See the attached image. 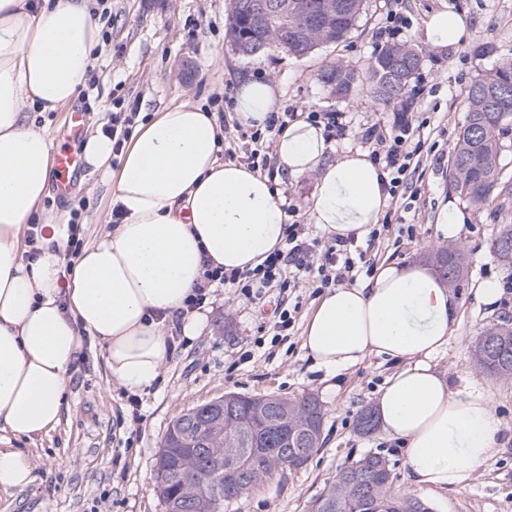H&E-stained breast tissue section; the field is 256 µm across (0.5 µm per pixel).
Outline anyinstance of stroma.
Wrapping results in <instances>:
<instances>
[{"label":"stroma","instance_id":"35a3bbf8","mask_svg":"<svg viewBox=\"0 0 512 512\" xmlns=\"http://www.w3.org/2000/svg\"><path fill=\"white\" fill-rule=\"evenodd\" d=\"M232 0H104L112 13L102 23L106 34L89 87L74 100L84 114L82 137L67 140L69 112L35 113L36 124L48 126L53 144L68 143L82 155L86 138L98 127H111L116 116L145 122L166 107L189 103L213 112L230 113L241 79L264 77L276 82L286 112H340L347 122L344 139L334 140L326 155L333 162L348 150L372 151L368 128L397 133L400 119L420 125L422 150L409 178L407 197L397 202L402 220L379 238L358 242L367 266L381 261L423 260L448 246L438 212L456 204L466 224L456 242L469 263V277L456 294L461 301L459 326L447 351L433 364L440 374L469 383L487 393L507 434H512V380L489 376L467 349L490 319L512 316V275L499 264L493 243L512 226V193L475 208L448 187L446 169L466 116L470 84L496 63L512 60V0H366L357 26L337 43L298 56L272 48L255 56L238 54L228 36ZM447 9L460 14L468 36L454 47L439 49L421 35L431 13ZM401 43L421 49L423 64L408 93L389 103L375 101L364 82L347 96H334L322 80L340 65L363 73L381 47ZM286 209L311 224L309 205L317 175L298 177L275 170L272 175ZM110 184L101 172L81 165L66 198L47 192L42 213L55 224L76 223L78 237L89 243L114 224ZM486 280L502 288L494 303L476 292ZM320 294L313 280L289 297L270 292L251 301L230 288L212 289L203 309L206 324L198 336L182 333L174 321V349L158 379L132 393L108 379L105 348L84 346L69 369V393L60 424L31 439L11 438L10 445L32 460V481L23 488L0 489V512H165L155 484L156 454L169 425L188 409L235 392L250 396L275 394L293 399L318 397L325 411L321 447L307 465L284 469L224 504V512H310L312 502L338 472L368 454L385 456L394 488L431 503L436 512H512V443L489 459L462 488L425 491L412 484L397 441L383 431L364 436L356 431L359 412L376 402L392 365L370 356L360 364L328 374L317 368L301 347L303 328ZM295 308L287 340L272 342L264 326L276 303Z\"/></svg>","mask_w":512,"mask_h":512}]
</instances>
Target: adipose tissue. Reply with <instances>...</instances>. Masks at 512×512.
Listing matches in <instances>:
<instances>
[{"instance_id":"ef3b65f1","label":"adipose tissue","mask_w":512,"mask_h":512,"mask_svg":"<svg viewBox=\"0 0 512 512\" xmlns=\"http://www.w3.org/2000/svg\"><path fill=\"white\" fill-rule=\"evenodd\" d=\"M468 35L463 17L432 13L423 40L448 48ZM100 28L89 0H0V430L31 439L55 429L69 392L67 369L84 343L106 346L109 380L136 392L171 351L165 326L206 269H255L285 246L288 214L278 188L247 166L222 162L215 113L192 104L158 112L120 154L91 135L86 162L107 173L120 224L100 233L76 264L61 253L56 224L36 259L23 257V228L40 215L52 166L47 127L31 118L73 101L91 78ZM282 108L279 87L240 81L233 111L264 128ZM322 126L297 120L278 137V164L316 173L311 219L330 237L361 239L378 224L385 175L366 152L325 162ZM460 303L430 267L381 263L363 283L326 290L301 346L337 372L376 355L398 366L378 401L381 427L404 446L413 482L433 490L468 485L504 446L488 397L457 389L432 365L455 330Z\"/></svg>"}]
</instances>
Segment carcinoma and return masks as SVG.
Instances as JSON below:
<instances>
[{
	"mask_svg": "<svg viewBox=\"0 0 512 512\" xmlns=\"http://www.w3.org/2000/svg\"><path fill=\"white\" fill-rule=\"evenodd\" d=\"M335 2L338 5L346 4L348 8L338 13L333 33L324 39L312 28L303 37L292 35L285 47L279 42L276 27L258 30L248 17L241 15L230 27L231 40L248 36L266 43L269 48H286L292 54L313 50L324 43L339 42L357 25L365 0ZM400 51L413 59L414 65L406 71L403 85L396 92L384 88L381 80L393 54ZM422 60L423 52L412 46L392 44L381 48L366 64V80L373 98L388 103L404 96ZM322 80L337 97L342 98L348 95L358 76L349 69L336 66L324 72ZM504 86L509 87L508 96L498 98L492 107L484 103V96L493 95ZM511 125L512 62L504 61L480 75L470 85L466 97L465 123L459 131L448 164L450 187L475 207H481L501 185V172L505 167V138ZM509 244L512 245V229L507 227L495 239L494 250L503 268L512 273V257L504 253V246ZM472 359L488 375L512 380V320L500 316L488 321L473 345ZM278 408L280 422L277 432L265 416H255L251 421L252 447L244 449V452L247 457L258 461V468L250 474V479L256 482L286 467L295 466L290 456L280 448L277 436L278 432H286L296 424L305 408L298 400L282 397L278 398ZM182 420L183 417L179 416L168 427L160 447L165 452V459L155 463L157 489L165 512H172L176 506L185 504L192 497L191 488L179 477L178 466L185 449L195 447L198 437L183 433ZM233 437V431L225 430L224 417L217 415L208 419L203 438L210 439L212 459L199 469L197 477L210 487L212 494L204 506L196 508L195 512H224V501L233 498V493L224 485V442ZM350 470L352 467L348 466L339 471L332 486L314 501L311 512H344L343 505L351 493L347 479ZM379 484V494L385 502L382 512H398L397 507L408 501L420 502V499L392 488L387 468L380 471Z\"/></svg>",
	"mask_w": 512,
	"mask_h": 512,
	"instance_id": "obj_1",
	"label": "carcinoma"
}]
</instances>
